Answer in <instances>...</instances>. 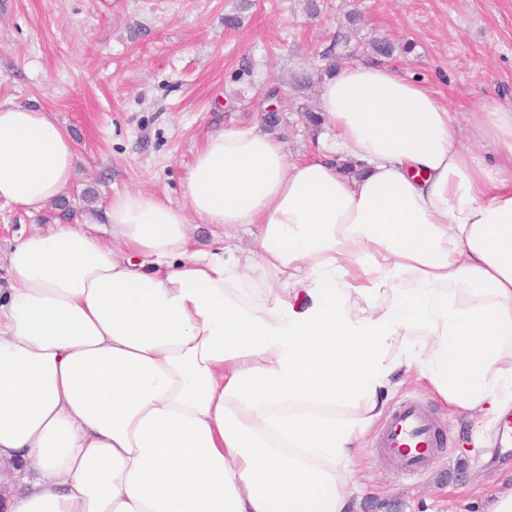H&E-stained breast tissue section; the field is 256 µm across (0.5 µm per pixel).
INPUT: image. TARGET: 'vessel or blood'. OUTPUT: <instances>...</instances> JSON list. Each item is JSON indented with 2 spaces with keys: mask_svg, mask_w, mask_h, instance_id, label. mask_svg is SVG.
Here are the masks:
<instances>
[{
  "mask_svg": "<svg viewBox=\"0 0 512 512\" xmlns=\"http://www.w3.org/2000/svg\"><path fill=\"white\" fill-rule=\"evenodd\" d=\"M443 436L431 414L405 401L386 419L376 441L377 452L391 456L405 477L425 472L440 456Z\"/></svg>",
  "mask_w": 512,
  "mask_h": 512,
  "instance_id": "obj_1",
  "label": "vessel or blood"
}]
</instances>
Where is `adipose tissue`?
Segmentation results:
<instances>
[{"label": "adipose tissue", "mask_w": 512, "mask_h": 512, "mask_svg": "<svg viewBox=\"0 0 512 512\" xmlns=\"http://www.w3.org/2000/svg\"><path fill=\"white\" fill-rule=\"evenodd\" d=\"M289 159L259 125L210 136L180 202L112 197L115 246L70 224L7 256L5 512H354V464L396 373L468 416L512 410V107L468 114L369 63L319 94ZM74 144L0 102V201L59 200ZM258 252L193 250L189 218Z\"/></svg>", "instance_id": "1"}]
</instances>
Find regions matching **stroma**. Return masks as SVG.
<instances>
[{
    "mask_svg": "<svg viewBox=\"0 0 512 512\" xmlns=\"http://www.w3.org/2000/svg\"><path fill=\"white\" fill-rule=\"evenodd\" d=\"M0 0V102L55 114L74 143L64 208L28 215L0 202V287L6 256L30 232L72 224L111 242L104 210L128 191L179 200L196 150L229 123L259 120L256 101L278 89L262 128L289 158L311 155L325 133L311 118L328 61L387 63L430 83L465 120L483 103L512 106V0ZM236 17V26L224 23ZM429 411L448 439L414 478L362 441L357 512H483L487 494L512 482V451L496 421L452 413L419 383L400 379L392 403ZM491 439L473 445L475 434Z\"/></svg>",
    "mask_w": 512,
    "mask_h": 512,
    "instance_id": "1",
    "label": "stroma"
}]
</instances>
